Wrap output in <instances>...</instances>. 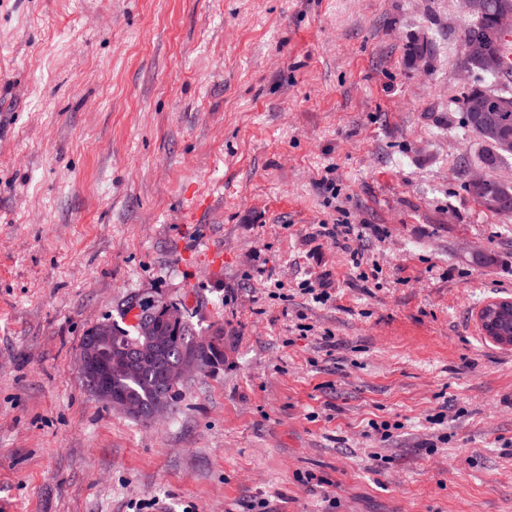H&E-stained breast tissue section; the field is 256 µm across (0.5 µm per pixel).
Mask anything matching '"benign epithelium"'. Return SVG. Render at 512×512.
I'll list each match as a JSON object with an SVG mask.
<instances>
[{"label":"benign epithelium","instance_id":"obj_1","mask_svg":"<svg viewBox=\"0 0 512 512\" xmlns=\"http://www.w3.org/2000/svg\"><path fill=\"white\" fill-rule=\"evenodd\" d=\"M509 34H512V0H497L492 27L480 37L466 42V56L477 61L486 72L501 73V44ZM467 108L471 119L487 126L492 138V151L502 158L511 156L512 132L504 126L503 117L505 113L512 112V97L499 96L491 102L481 87L473 85L467 91ZM510 319L511 299L491 302L478 314L485 334L504 347H512V335L500 332L498 326ZM183 322L184 312L180 306L158 301L155 309L140 314L137 340L124 338L110 323L95 325L87 331L80 346L78 369L83 384L99 400L131 416L152 419L167 411L170 397L179 384L189 373L199 370V347L206 348L213 343L208 337L198 347L186 346L182 348L180 362H169L167 352L175 337L165 332V326ZM147 365L160 369L153 400L148 407L142 400L112 385L116 376L136 373Z\"/></svg>","mask_w":512,"mask_h":512}]
</instances>
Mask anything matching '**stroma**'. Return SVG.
<instances>
[{
	"label": "stroma",
	"instance_id": "1",
	"mask_svg": "<svg viewBox=\"0 0 512 512\" xmlns=\"http://www.w3.org/2000/svg\"><path fill=\"white\" fill-rule=\"evenodd\" d=\"M467 21L0 0V512H512V348L477 321L512 299V217L466 190L512 157L483 165L463 123ZM340 220L350 245L319 233ZM149 299L224 358L144 422L76 361Z\"/></svg>",
	"mask_w": 512,
	"mask_h": 512
}]
</instances>
